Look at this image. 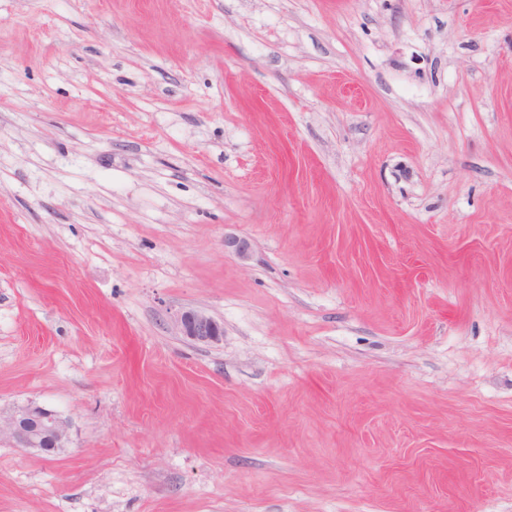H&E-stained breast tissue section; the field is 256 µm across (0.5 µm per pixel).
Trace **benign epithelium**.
<instances>
[{"mask_svg":"<svg viewBox=\"0 0 512 512\" xmlns=\"http://www.w3.org/2000/svg\"><path fill=\"white\" fill-rule=\"evenodd\" d=\"M178 332L202 344H214L223 339L224 326L207 313L190 309L181 313ZM6 435L20 448H36L51 453L63 447L69 439V424L61 415L44 406L28 404L17 408L0 425V436Z\"/></svg>","mask_w":512,"mask_h":512,"instance_id":"obj_1","label":"benign epithelium"}]
</instances>
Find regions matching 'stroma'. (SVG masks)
<instances>
[{
    "mask_svg": "<svg viewBox=\"0 0 512 512\" xmlns=\"http://www.w3.org/2000/svg\"><path fill=\"white\" fill-rule=\"evenodd\" d=\"M30 402L0 512H512V0H0ZM177 330L188 339L202 344H214L223 339L224 326L204 311L190 309L181 313ZM3 434L20 448H36L51 453L65 448L69 424L55 410L28 404L6 417L3 426L0 417V436Z\"/></svg>",
    "mask_w": 512,
    "mask_h": 512,
    "instance_id": "obj_1",
    "label": "stroma"
}]
</instances>
